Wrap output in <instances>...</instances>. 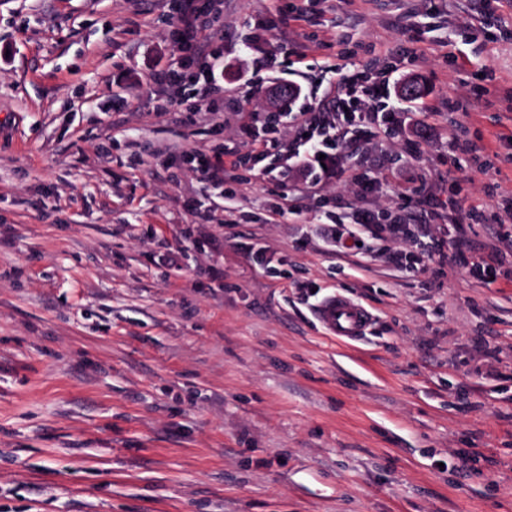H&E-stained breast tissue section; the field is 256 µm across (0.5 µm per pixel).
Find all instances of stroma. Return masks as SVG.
Listing matches in <instances>:
<instances>
[{
  "label": "stroma",
  "mask_w": 512,
  "mask_h": 512,
  "mask_svg": "<svg viewBox=\"0 0 512 512\" xmlns=\"http://www.w3.org/2000/svg\"><path fill=\"white\" fill-rule=\"evenodd\" d=\"M287 3L224 0L217 135L149 103L177 57L168 0H0V512H512V277L436 279L388 261L406 241L339 255L317 233L391 221L405 169L434 201L467 181L421 241L471 204L474 246L512 225V0H320L303 64L252 71ZM345 63L427 88L346 160L387 157L379 194L339 181L272 224L296 180L243 168L228 201L169 153H245L250 84L314 92ZM446 98L468 111L431 112ZM477 137L491 156L455 151ZM337 294L372 313L362 339L320 323Z\"/></svg>",
  "instance_id": "obj_1"
}]
</instances>
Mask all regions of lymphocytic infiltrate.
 I'll use <instances>...</instances> for the list:
<instances>
[{
  "mask_svg": "<svg viewBox=\"0 0 512 512\" xmlns=\"http://www.w3.org/2000/svg\"><path fill=\"white\" fill-rule=\"evenodd\" d=\"M315 0L278 11L269 30L272 47L253 64L256 70H270L289 60L303 62L305 54L296 40V28L312 11ZM177 22L170 32L174 47L186 58L177 68L151 72V82L164 86L165 93L155 99L153 109L165 114L188 107L190 112L217 116L224 100V37L221 18L223 8L213 0H173ZM324 98L328 111L305 107L296 117L300 131L291 154L281 157L278 138H259L256 116L240 121L236 133L249 144L247 153H226L217 148L207 152L183 153L204 188L235 196L234 181L229 171L242 166L262 165L264 172H274L278 162H286L310 186H318L344 178V153L360 143L373 140L379 131L403 129L407 116L404 107L391 100L389 81L369 80L363 72H338L330 82ZM461 227L449 225L448 235L456 248V263L482 281L499 276L504 249L512 250V228L500 230L497 241L475 250L460 234Z\"/></svg>",
  "mask_w": 512,
  "mask_h": 512,
  "instance_id": "1",
  "label": "lymphocytic infiltrate"
}]
</instances>
